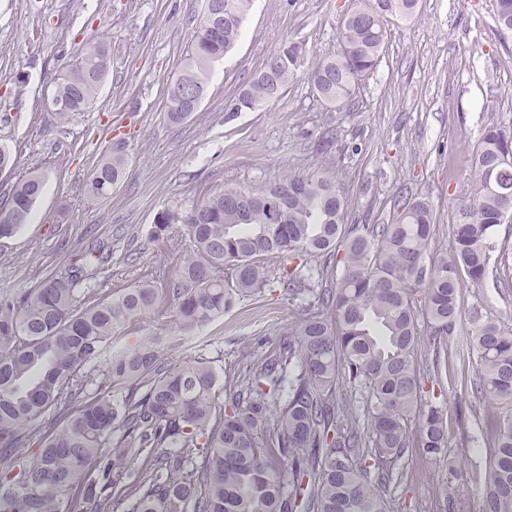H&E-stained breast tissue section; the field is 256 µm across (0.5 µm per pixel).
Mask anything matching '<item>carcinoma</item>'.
Listing matches in <instances>:
<instances>
[{"instance_id": "carcinoma-1", "label": "carcinoma", "mask_w": 512, "mask_h": 512, "mask_svg": "<svg viewBox=\"0 0 512 512\" xmlns=\"http://www.w3.org/2000/svg\"><path fill=\"white\" fill-rule=\"evenodd\" d=\"M252 0H205L177 80L206 91L213 63L236 44ZM496 22L512 31V0H495ZM418 0H351L337 52L309 62L306 76L325 103L348 100L380 62L389 17L414 15ZM291 44L273 55L240 90L239 112L276 99L304 64ZM107 69L85 53L53 95L64 120L86 109ZM172 123L183 101L165 102ZM512 125H492L471 157V191L456 209L451 254L429 251L432 205L401 195L389 224H353L337 176L286 175L260 190L228 188L190 209H165L152 239L174 248L173 272L144 278L104 297L88 282L100 257L90 249L60 276L0 297V457L37 440L40 451L16 472L0 473V512H394L385 494L392 470L411 444L427 457L446 454L440 409L415 405V350L426 335L437 375L441 351L456 333L459 296L487 277L502 209L512 206ZM127 165L117 151L101 159L89 193L106 198ZM43 178L22 176L0 208V239L28 223ZM285 200V208L270 205ZM271 255L321 259L317 270L270 268ZM343 274L335 280L336 264ZM468 281H463L460 272ZM279 282L309 298L305 318L262 356L241 352L224 383L210 362L162 359V337L112 351L116 335L139 319L171 318L193 338L244 296ZM477 352L474 385L482 398L512 399V329L492 318L471 326ZM105 359V378L88 389L84 367ZM366 389L367 429L342 392ZM228 393L230 404L219 405ZM416 419V437L408 423ZM484 473L448 460V472L479 485L482 512H512V418H489ZM119 436H114V433ZM102 478L91 477L103 449Z\"/></svg>"}]
</instances>
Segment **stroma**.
<instances>
[{
    "label": "stroma",
    "instance_id": "stroma-1",
    "mask_svg": "<svg viewBox=\"0 0 512 512\" xmlns=\"http://www.w3.org/2000/svg\"><path fill=\"white\" fill-rule=\"evenodd\" d=\"M349 0H253L234 49L216 63L198 112L170 122L164 102L191 49L204 0H0V147L18 164L0 172V198L38 170L44 191L28 224L0 240V292H21L63 274L92 241L110 251L92 283L111 294L143 274L170 272L168 251L151 238L164 209L187 210L227 187L256 190L287 173L337 174L356 224L391 221V201L406 190L429 200L436 218L431 249L447 253L452 217L468 195L465 167L486 127L512 123V31L498 30L493 0H419L413 17L390 18L382 58L344 106L320 100L296 74L275 100L228 111L234 96L284 46L308 58L334 53ZM109 47L108 75L93 103L59 121L51 104L58 77L87 44ZM333 135L330 151L321 139ZM128 159L111 196L88 193L97 162L113 150ZM506 250L482 286L460 294L459 334L448 341V384L433 377V350L420 342L419 407H440L446 457L402 459L387 488L395 512H481L473 485L449 481L448 463L484 471L489 414L512 403L472 391L473 364H460L472 312L512 329V224L496 227ZM303 316L302 300L272 285L247 297L195 338L173 324L142 318L126 346L163 337L175 362L200 355L218 373L236 370L243 348L268 353Z\"/></svg>",
    "mask_w": 512,
    "mask_h": 512
}]
</instances>
